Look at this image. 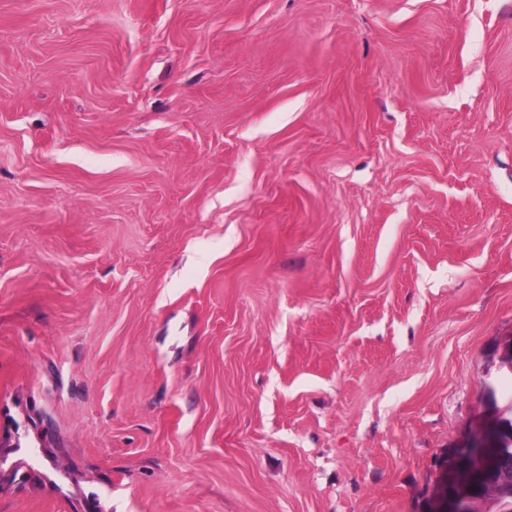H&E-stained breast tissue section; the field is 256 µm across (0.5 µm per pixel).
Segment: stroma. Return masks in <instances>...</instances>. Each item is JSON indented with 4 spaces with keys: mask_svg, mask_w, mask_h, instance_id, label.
<instances>
[{
    "mask_svg": "<svg viewBox=\"0 0 512 512\" xmlns=\"http://www.w3.org/2000/svg\"><path fill=\"white\" fill-rule=\"evenodd\" d=\"M512 447V0H0V512H433Z\"/></svg>",
    "mask_w": 512,
    "mask_h": 512,
    "instance_id": "1",
    "label": "stroma"
}]
</instances>
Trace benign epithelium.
<instances>
[{
	"mask_svg": "<svg viewBox=\"0 0 512 512\" xmlns=\"http://www.w3.org/2000/svg\"><path fill=\"white\" fill-rule=\"evenodd\" d=\"M460 456V465L444 469L443 507L436 512H470L478 502L471 489L482 483L492 490L499 512H512V469L503 465L497 449L464 448Z\"/></svg>",
	"mask_w": 512,
	"mask_h": 512,
	"instance_id": "7a95c632",
	"label": "benign epithelium"
}]
</instances>
